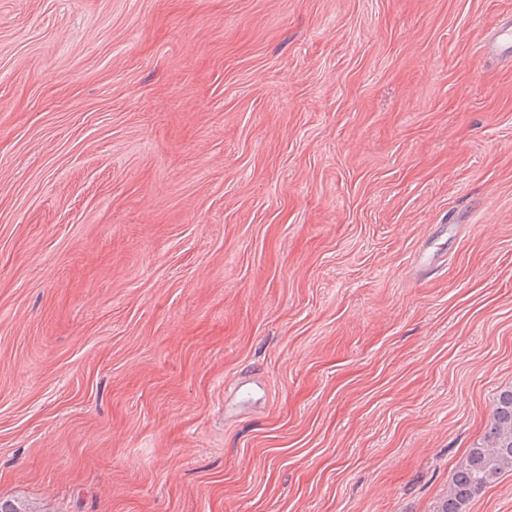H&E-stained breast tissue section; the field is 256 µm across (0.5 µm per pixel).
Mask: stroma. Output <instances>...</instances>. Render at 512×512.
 Wrapping results in <instances>:
<instances>
[{
	"label": "stroma",
	"instance_id": "1",
	"mask_svg": "<svg viewBox=\"0 0 512 512\" xmlns=\"http://www.w3.org/2000/svg\"><path fill=\"white\" fill-rule=\"evenodd\" d=\"M507 17L0 0V498L433 512L512 386ZM484 47L488 54L499 55L507 53L512 55V21L498 26L493 35L485 42Z\"/></svg>",
	"mask_w": 512,
	"mask_h": 512
}]
</instances>
